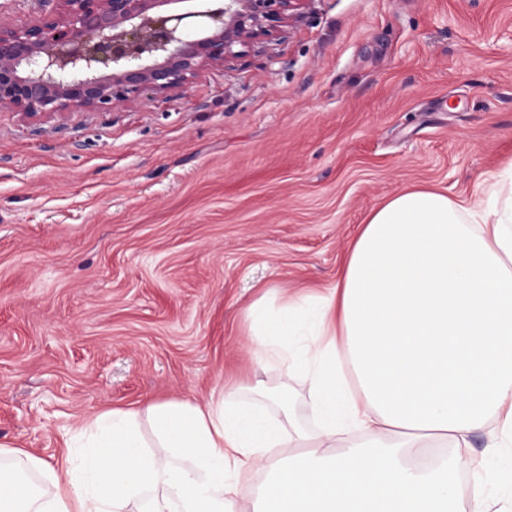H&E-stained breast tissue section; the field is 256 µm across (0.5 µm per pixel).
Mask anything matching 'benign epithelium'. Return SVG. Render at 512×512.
<instances>
[{
  "label": "benign epithelium",
  "mask_w": 512,
  "mask_h": 512,
  "mask_svg": "<svg viewBox=\"0 0 512 512\" xmlns=\"http://www.w3.org/2000/svg\"><path fill=\"white\" fill-rule=\"evenodd\" d=\"M35 0L0 21V108L39 121L188 87L284 32L305 0Z\"/></svg>",
  "instance_id": "1"
}]
</instances>
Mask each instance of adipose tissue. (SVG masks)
Instances as JSON below:
<instances>
[{"label": "adipose tissue", "instance_id": "1", "mask_svg": "<svg viewBox=\"0 0 512 512\" xmlns=\"http://www.w3.org/2000/svg\"><path fill=\"white\" fill-rule=\"evenodd\" d=\"M249 318L259 363L306 370L314 433L233 391L111 408L83 425L84 454L52 466L0 443V512H225L242 497L246 512H493L488 486L512 475V159L469 200L393 195L326 294ZM478 430L501 470L467 455Z\"/></svg>", "mask_w": 512, "mask_h": 512}]
</instances>
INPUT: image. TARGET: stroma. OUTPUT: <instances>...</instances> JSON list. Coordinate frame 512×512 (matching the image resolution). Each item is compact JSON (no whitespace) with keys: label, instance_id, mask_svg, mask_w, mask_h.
Wrapping results in <instances>:
<instances>
[{"label":"stroma","instance_id":"obj_1","mask_svg":"<svg viewBox=\"0 0 512 512\" xmlns=\"http://www.w3.org/2000/svg\"><path fill=\"white\" fill-rule=\"evenodd\" d=\"M512 158V0H305L186 89L31 122L0 109V442L48 463L109 408L260 377L248 309L339 279L399 191L471 198Z\"/></svg>","mask_w":512,"mask_h":512}]
</instances>
